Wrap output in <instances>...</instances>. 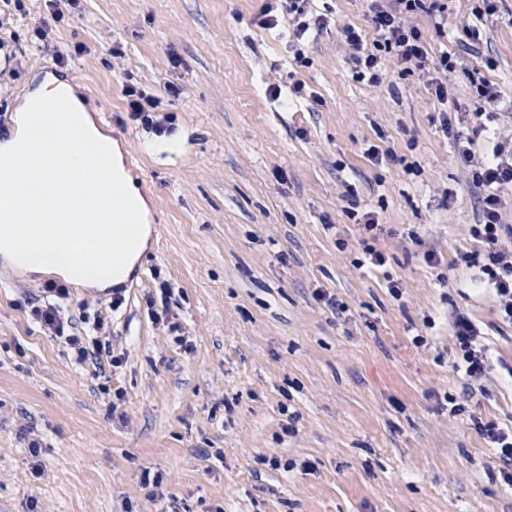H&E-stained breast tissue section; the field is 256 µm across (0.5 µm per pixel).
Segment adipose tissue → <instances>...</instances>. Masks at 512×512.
<instances>
[{
	"mask_svg": "<svg viewBox=\"0 0 512 512\" xmlns=\"http://www.w3.org/2000/svg\"><path fill=\"white\" fill-rule=\"evenodd\" d=\"M69 91L41 82L0 141V259L103 290L124 282L146 250L147 204L117 142Z\"/></svg>",
	"mask_w": 512,
	"mask_h": 512,
	"instance_id": "ef3b65f1",
	"label": "adipose tissue"
}]
</instances>
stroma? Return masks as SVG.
Masks as SVG:
<instances>
[{"label":"stroma","instance_id":"obj_1","mask_svg":"<svg viewBox=\"0 0 512 512\" xmlns=\"http://www.w3.org/2000/svg\"><path fill=\"white\" fill-rule=\"evenodd\" d=\"M479 4L448 0L439 31L416 18L430 58L456 61L443 104L417 72L355 77L337 28L371 33L370 0H314L331 26L296 43L254 24L259 0H25L0 50L33 55L38 26L52 47L0 60V138L43 79L74 82L148 199L152 247L118 309L75 282L58 301L81 336L83 302L103 301L122 362L99 369L31 314L57 274L0 263V512H143L148 476L157 512H512L469 421L512 427V324L456 261L482 251L478 200L439 121L448 103L473 111L476 72L512 99V0L492 18ZM116 48L132 68H113ZM128 84L159 98L162 131L130 120ZM148 140L187 153L174 165ZM372 146L396 161L372 164ZM365 212L383 228L369 243ZM368 244L383 267L364 266ZM164 285L175 333L146 305ZM457 313L492 361L471 397Z\"/></svg>","mask_w":512,"mask_h":512}]
</instances>
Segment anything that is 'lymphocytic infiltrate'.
I'll use <instances>...</instances> for the list:
<instances>
[{"mask_svg":"<svg viewBox=\"0 0 512 512\" xmlns=\"http://www.w3.org/2000/svg\"><path fill=\"white\" fill-rule=\"evenodd\" d=\"M371 10L375 34L372 43H365L354 26L348 25L341 30L356 75L372 82L379 81L382 58L387 55L402 71L427 75L436 98L447 100L448 76L456 66L444 54L437 61L429 60L428 42L411 18L419 13L444 18L448 0H372ZM255 20L266 30L287 24L298 40L322 31L328 25L326 18L312 15L311 0H263ZM440 123L444 134L458 144V155L469 184L481 191L478 222L471 228L472 235L484 244L480 283L491 290L495 306L504 320L512 323V225L503 221L506 210L503 191L512 186V132L501 137L491 157L480 158L472 148L461 144V135L452 116L441 115ZM33 313L55 336L65 338L77 362L99 364L105 342L96 337L88 341L72 334V321L63 319L55 305L35 307ZM452 329L458 354L455 367L463 371L465 389L472 394L480 389L491 363L485 347L477 343L480 331L469 317L457 315Z\"/></svg>","mask_w":512,"mask_h":512,"instance_id":"f902f5d3","label":"lymphocytic infiltrate"}]
</instances>
